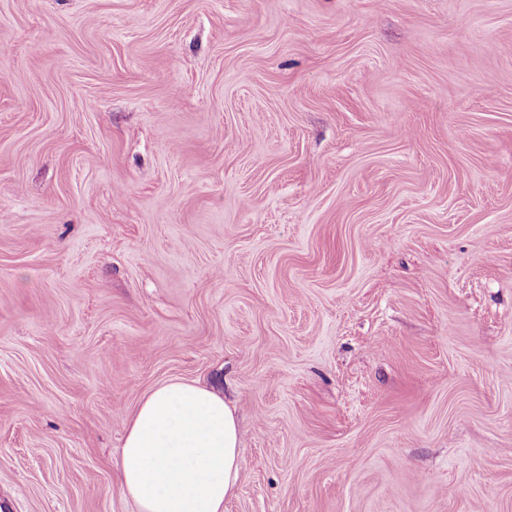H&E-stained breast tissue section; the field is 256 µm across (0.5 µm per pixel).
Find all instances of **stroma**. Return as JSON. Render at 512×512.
Returning a JSON list of instances; mask_svg holds the SVG:
<instances>
[{"label": "stroma", "mask_w": 512, "mask_h": 512, "mask_svg": "<svg viewBox=\"0 0 512 512\" xmlns=\"http://www.w3.org/2000/svg\"><path fill=\"white\" fill-rule=\"evenodd\" d=\"M172 378L224 512H512V0H0V512Z\"/></svg>", "instance_id": "35a3bbf8"}]
</instances>
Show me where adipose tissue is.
Here are the masks:
<instances>
[{
    "label": "adipose tissue",
    "instance_id": "ef3b65f1",
    "mask_svg": "<svg viewBox=\"0 0 512 512\" xmlns=\"http://www.w3.org/2000/svg\"><path fill=\"white\" fill-rule=\"evenodd\" d=\"M119 486L138 512H224L242 458L222 395L179 379L154 387L131 417Z\"/></svg>",
    "mask_w": 512,
    "mask_h": 512
}]
</instances>
